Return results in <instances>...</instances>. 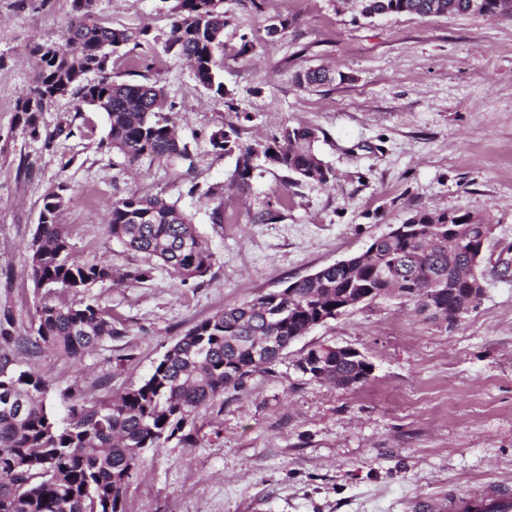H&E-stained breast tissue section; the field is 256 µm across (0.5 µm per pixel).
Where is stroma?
<instances>
[{
    "label": "stroma",
    "mask_w": 512,
    "mask_h": 512,
    "mask_svg": "<svg viewBox=\"0 0 512 512\" xmlns=\"http://www.w3.org/2000/svg\"><path fill=\"white\" fill-rule=\"evenodd\" d=\"M174 0H97L115 27L150 26L137 58L116 53L112 75L163 86L177 104L193 164L128 163L98 150L105 113L61 98L44 130L93 124L92 135L33 141L16 105L34 75L30 49L62 41L71 0H0V315L11 320L0 362L46 377L47 405L64 417L79 386L113 398L146 378L190 328L226 307L275 292L363 252L414 211H466L492 225L481 263L485 292L455 324L416 313L390 294L295 339L281 362L202 409L195 439L147 450L126 492L127 512H427L448 492L512 486V18L478 15L362 17L356 0H224L225 98L164 52ZM288 27L270 35L274 20ZM251 48L240 53L242 39ZM326 66L335 82L304 88L298 72ZM249 113L243 137L267 141L288 127L318 130L329 185L292 186L259 166L232 183L234 158L205 135ZM66 182L58 215L79 261L111 267L84 301L111 311L122 337L70 360L25 348L42 293L28 276L41 197ZM220 183L224 195L190 193ZM135 192L161 195L189 214L214 254L200 287L166 269L126 279L144 264L108 233V206ZM275 219H265L267 208ZM224 212L213 223L214 209ZM359 350L368 381L342 389L296 370L311 347Z\"/></svg>",
    "instance_id": "35a3bbf8"
}]
</instances>
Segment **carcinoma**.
<instances>
[{
    "label": "carcinoma",
    "instance_id": "1",
    "mask_svg": "<svg viewBox=\"0 0 512 512\" xmlns=\"http://www.w3.org/2000/svg\"><path fill=\"white\" fill-rule=\"evenodd\" d=\"M360 14L480 15L512 17V0H358ZM223 0H175L164 51L192 64L203 87L224 98L220 75L227 20ZM73 21L63 42L39 43L33 84L16 111L29 136L41 138L39 115L53 101L72 97L107 113L109 131L100 148L130 163L148 158L167 164L191 157L176 137L167 99L157 83L118 82L110 61L119 49L132 53L150 39L151 29L116 28L96 12V0H72ZM95 72L98 79L85 80ZM299 84L320 86L334 80L324 68L297 75ZM243 125L210 130L211 150L235 157L233 182L249 185L257 162L286 173L298 185H325L330 168L315 149L318 131L294 127L267 142H246ZM67 185L43 194L36 233L30 244L29 278L36 288H61L74 295L112 278L110 267L77 261L63 225ZM419 225L409 237L376 238L347 264L326 266L283 289L224 308L189 329L154 366L152 373L117 399L89 400L69 390L65 419L47 410L49 384L39 374L10 371L0 364V512H125L124 499L147 449L176 438L187 443L191 417L230 387L238 389L255 372L274 366L295 337L305 335L323 314L344 300L369 304L396 290L419 312L427 298L445 307L457 303L483 274L475 262L492 233L490 224L465 212L417 210L406 220ZM457 229L448 241V228ZM109 234L128 250L156 259L181 285L203 282L214 256L192 218L160 195L136 192L114 198ZM32 335L25 343L77 359L101 342L125 335L112 314L93 303H69L45 295L36 306ZM319 362L314 381L336 386L366 382L371 371L336 354L329 345L304 352L296 364Z\"/></svg>",
    "mask_w": 512,
    "mask_h": 512
}]
</instances>
